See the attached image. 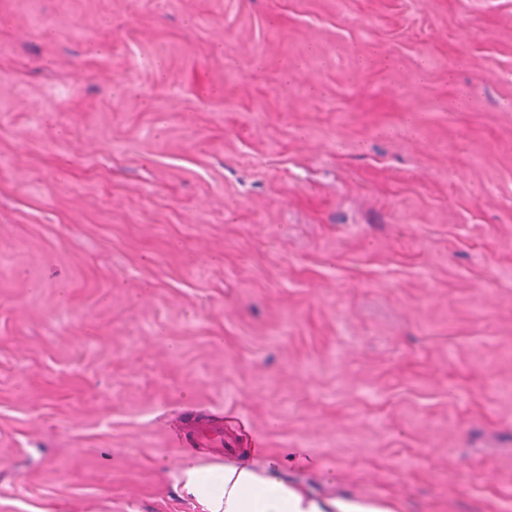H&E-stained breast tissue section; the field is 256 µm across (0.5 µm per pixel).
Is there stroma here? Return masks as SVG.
<instances>
[{
    "instance_id": "35a3bbf8",
    "label": "stroma",
    "mask_w": 512,
    "mask_h": 512,
    "mask_svg": "<svg viewBox=\"0 0 512 512\" xmlns=\"http://www.w3.org/2000/svg\"><path fill=\"white\" fill-rule=\"evenodd\" d=\"M220 464L512 512V0H0V512Z\"/></svg>"
}]
</instances>
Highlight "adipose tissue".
<instances>
[{
  "label": "adipose tissue",
  "instance_id": "ef3b65f1",
  "mask_svg": "<svg viewBox=\"0 0 512 512\" xmlns=\"http://www.w3.org/2000/svg\"><path fill=\"white\" fill-rule=\"evenodd\" d=\"M181 489L202 512H392L386 503L353 496L318 498L246 462L196 463L182 452Z\"/></svg>",
  "mask_w": 512,
  "mask_h": 512
}]
</instances>
